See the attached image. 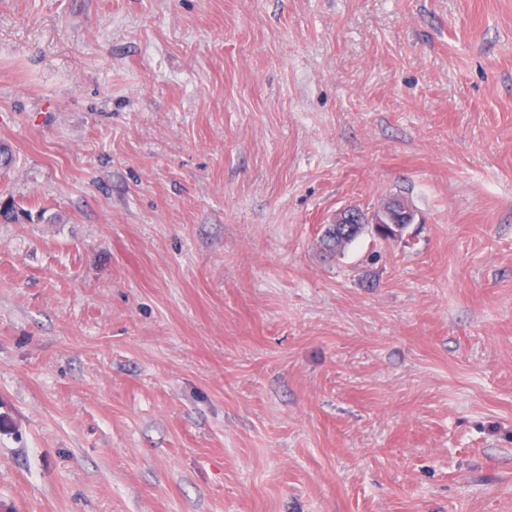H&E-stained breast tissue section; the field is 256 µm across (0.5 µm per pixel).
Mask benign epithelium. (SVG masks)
I'll list each match as a JSON object with an SVG mask.
<instances>
[{"mask_svg": "<svg viewBox=\"0 0 512 512\" xmlns=\"http://www.w3.org/2000/svg\"><path fill=\"white\" fill-rule=\"evenodd\" d=\"M416 215L406 201L393 197L383 207L368 215L357 207H344L336 211L327 228L338 237H347L359 227L371 226L374 234L384 241L400 238Z\"/></svg>", "mask_w": 512, "mask_h": 512, "instance_id": "obj_1", "label": "benign epithelium"}]
</instances>
